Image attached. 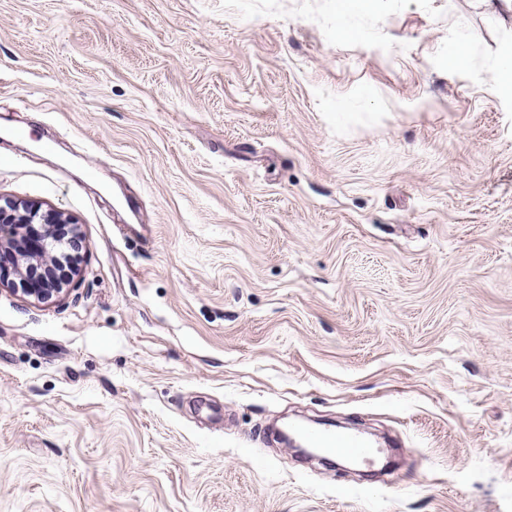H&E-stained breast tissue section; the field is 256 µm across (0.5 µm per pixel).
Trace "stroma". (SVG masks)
Masks as SVG:
<instances>
[{"label":"stroma","mask_w":512,"mask_h":512,"mask_svg":"<svg viewBox=\"0 0 512 512\" xmlns=\"http://www.w3.org/2000/svg\"><path fill=\"white\" fill-rule=\"evenodd\" d=\"M509 50L482 0H0V195L82 237L0 284V512H512ZM311 448H321L331 454L349 457L360 464L371 467L375 464L377 455L368 441L355 432H300Z\"/></svg>","instance_id":"stroma-1"}]
</instances>
